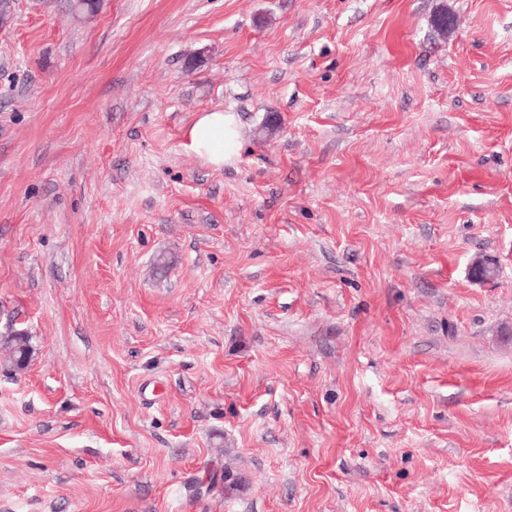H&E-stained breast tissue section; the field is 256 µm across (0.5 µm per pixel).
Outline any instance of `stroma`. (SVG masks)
<instances>
[{"label":"stroma","instance_id":"1","mask_svg":"<svg viewBox=\"0 0 512 512\" xmlns=\"http://www.w3.org/2000/svg\"><path fill=\"white\" fill-rule=\"evenodd\" d=\"M63 3L0 28V512H512V0ZM239 126L235 115L224 110L203 113L188 132L189 147L214 166L238 154Z\"/></svg>","mask_w":512,"mask_h":512}]
</instances>
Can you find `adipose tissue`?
<instances>
[{
  "mask_svg": "<svg viewBox=\"0 0 512 512\" xmlns=\"http://www.w3.org/2000/svg\"><path fill=\"white\" fill-rule=\"evenodd\" d=\"M190 147L210 164L221 166L238 154L239 126L233 113H203L188 132Z\"/></svg>",
  "mask_w": 512,
  "mask_h": 512,
  "instance_id": "adipose-tissue-1",
  "label": "adipose tissue"
}]
</instances>
